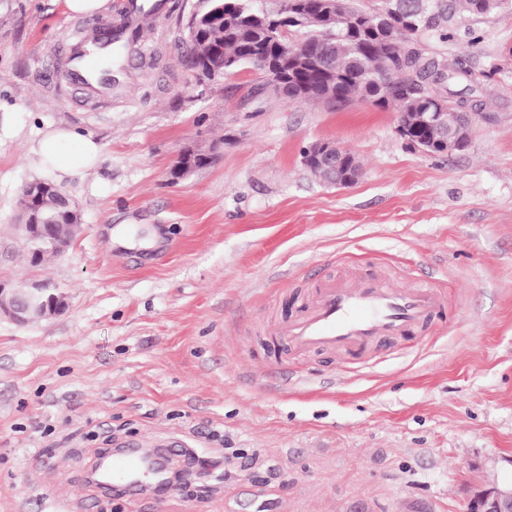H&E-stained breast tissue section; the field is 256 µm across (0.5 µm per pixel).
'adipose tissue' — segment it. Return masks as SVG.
I'll list each match as a JSON object with an SVG mask.
<instances>
[{
  "instance_id": "1",
  "label": "adipose tissue",
  "mask_w": 512,
  "mask_h": 512,
  "mask_svg": "<svg viewBox=\"0 0 512 512\" xmlns=\"http://www.w3.org/2000/svg\"><path fill=\"white\" fill-rule=\"evenodd\" d=\"M43 161L63 175L92 168L98 158V147L91 138L75 131L46 134L38 144Z\"/></svg>"
}]
</instances>
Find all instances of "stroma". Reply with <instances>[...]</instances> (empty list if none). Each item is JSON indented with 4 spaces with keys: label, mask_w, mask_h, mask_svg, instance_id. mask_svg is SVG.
Returning a JSON list of instances; mask_svg holds the SVG:
<instances>
[{
    "label": "stroma",
    "mask_w": 512,
    "mask_h": 512,
    "mask_svg": "<svg viewBox=\"0 0 512 512\" xmlns=\"http://www.w3.org/2000/svg\"><path fill=\"white\" fill-rule=\"evenodd\" d=\"M165 2L143 24L153 53L97 101L65 81L60 53L91 17L0 0V281L69 299L28 325L0 316V512H64L77 496L88 512H467L487 484H511L512 7L430 41L492 90L469 146L433 156L390 105L256 95L249 70L200 82L186 25L209 2ZM55 129L92 138L97 165L38 167ZM324 140L358 158L356 183L303 164ZM187 148L214 158L172 181ZM35 179L81 215L68 251L37 265L17 221ZM347 266L403 286L416 270L447 321L356 372L321 352L272 374L271 326ZM165 438L210 470L162 489L144 478L134 497L93 478L116 443Z\"/></svg>",
    "instance_id": "obj_1"
}]
</instances>
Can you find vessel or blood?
Segmentation results:
<instances>
[{"label":"vessel or blood","mask_w":512,"mask_h":512,"mask_svg":"<svg viewBox=\"0 0 512 512\" xmlns=\"http://www.w3.org/2000/svg\"><path fill=\"white\" fill-rule=\"evenodd\" d=\"M128 27L102 20L92 36L66 46V77L86 94L105 97L118 81L117 59L143 54L144 42L128 43ZM448 317L444 297L431 284L402 288L384 274L329 275L314 282L307 300L276 322L272 334L295 355L314 351L340 354L344 366L356 369L386 342L406 350L429 327ZM158 468L145 454L129 449L103 457L101 483L137 485Z\"/></svg>","instance_id":"b4317fda"}]
</instances>
